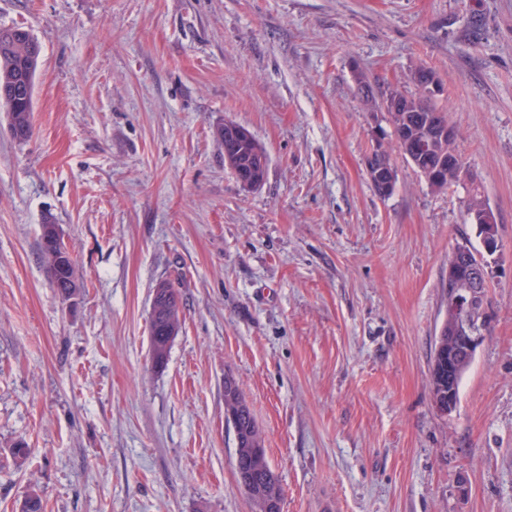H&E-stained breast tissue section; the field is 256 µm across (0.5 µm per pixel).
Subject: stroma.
<instances>
[{
	"label": "stroma",
	"instance_id": "35a3bbf8",
	"mask_svg": "<svg viewBox=\"0 0 512 512\" xmlns=\"http://www.w3.org/2000/svg\"><path fill=\"white\" fill-rule=\"evenodd\" d=\"M0 27L42 47L31 137L0 112V512L32 487L44 512H253L228 375L282 512H512V0H0ZM418 68L500 228L447 415L431 350L476 230L466 185L434 191L394 149L385 95ZM227 121L267 151L259 189L224 164ZM48 216L84 282L69 299ZM162 279L184 320L158 369ZM367 164L369 180L374 190L379 195L383 196V187L385 184H389L391 190L394 188L397 180V172L391 164L388 154L387 156H379L377 154H373L372 156L368 157ZM57 224H42L41 251L48 277L64 297H71L78 293L84 284L79 279L71 253H66V244L63 233L57 236V248L64 257L56 256L55 233ZM241 409L242 406L236 399L235 395L232 392H229L227 396L224 397L225 418L227 422L231 423L235 433L238 427L237 424L239 425L240 433L244 435L241 448H254L253 444L250 443L249 438L247 436L254 430L259 429V426L256 423L248 406L246 407L245 414L240 416L239 422L237 423ZM240 440L236 439V448H235V460H236V471L238 477V483L240 487L247 494L249 499L254 498L253 487L255 490V497L260 499L263 496V493H267L273 500H277L281 502L283 500V492L282 488L279 484L278 477L273 471L267 456L265 449L262 451L260 459L254 465L249 466L248 471H250L251 479L249 478L248 473L246 472L245 466L242 462L243 457L238 452Z\"/></svg>",
	"mask_w": 512,
	"mask_h": 512
}]
</instances>
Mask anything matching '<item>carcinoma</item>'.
I'll use <instances>...</instances> for the list:
<instances>
[{"mask_svg": "<svg viewBox=\"0 0 512 512\" xmlns=\"http://www.w3.org/2000/svg\"><path fill=\"white\" fill-rule=\"evenodd\" d=\"M41 48L30 33L22 28H0V108L7 112V119L13 135L24 140L33 131V87L39 65ZM385 112L393 128L397 148L405 159L436 191H446L469 180L471 194L465 206L463 223L476 228L478 238L499 234L497 217L488 205L476 178L462 165L458 172L448 170V153L458 152L456 139H441V126L450 123L448 113L437 108L433 99L427 97L420 87L412 94L392 89L384 100ZM216 136L224 142V164L233 173L244 172L257 184L266 177L267 155L264 148L248 131L237 135L220 126ZM369 180L378 194H383L384 185L395 186L397 172L390 157L374 154L367 159ZM442 176L435 177L436 173ZM57 225L44 224L41 230V251L48 277L65 297H71L84 287L79 279L71 253L56 256L55 233ZM159 286L160 313L150 321V358L155 367L161 369L168 360L170 345L164 336L167 320L180 327V296L172 283L161 280ZM239 430L244 439L242 447L251 448L249 435L258 429L251 411L239 418ZM255 497L268 494L277 501L283 500L282 488L273 471L266 453L248 468Z\"/></svg>", "mask_w": 512, "mask_h": 512, "instance_id": "cac0c4a2", "label": "carcinoma"}]
</instances>
